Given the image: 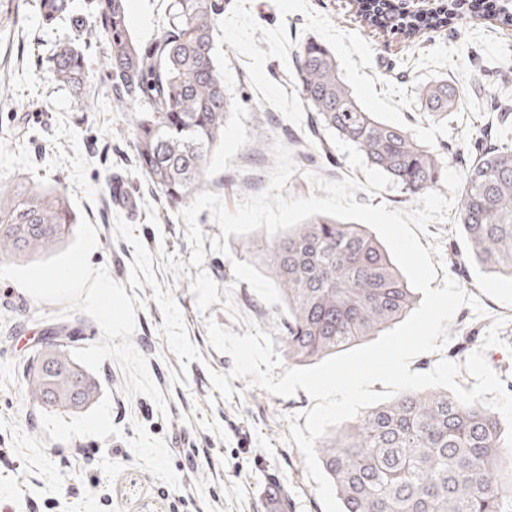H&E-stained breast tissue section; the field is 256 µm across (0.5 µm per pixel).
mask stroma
Wrapping results in <instances>:
<instances>
[{"label":"stroma","instance_id":"obj_1","mask_svg":"<svg viewBox=\"0 0 512 512\" xmlns=\"http://www.w3.org/2000/svg\"><path fill=\"white\" fill-rule=\"evenodd\" d=\"M167 0H129L133 35L146 43L166 22ZM70 20L42 27L33 0H0V180L64 191L78 218L98 232L89 261L106 268L127 295L144 303L136 312V348L149 360L167 413L149 398H127L119 364L104 360L95 378L99 395L77 413L32 404L24 376L34 350L58 325L56 304H36L16 283L0 280V512H268L271 486L285 493L291 512H323L315 481L291 438L287 416L312 408L304 390L291 397L232 380V398H222L211 372L232 367L229 355L210 343L207 322L236 334L248 324L269 332L282 351L281 305L265 303L247 282L234 278L233 260L266 271L265 230L229 236V254L207 252L203 267L190 265L187 225L166 209L147 178L136 171L128 130L131 115L112 109L100 89L95 109L52 76L47 58L72 33ZM316 39L336 57L341 75L360 104L381 121L411 130L415 138L447 151V165L463 170L467 146L494 113L485 93L512 103V82L499 83L496 67L512 54V30L483 24L459 26L413 46L363 26L349 0H224L217 34L224 86L236 108L224 125V141L207 168L212 192L228 210L263 190L272 168L271 141L254 137L268 125L291 152L306 146L308 114L291 84L296 53ZM483 77L481 87L470 82ZM445 79L463 88L460 105L447 118L423 112L420 90ZM121 177L138 203L128 216L112 201L111 183ZM153 227L144 237L141 225ZM429 246L441 236L444 277L479 297L488 316L462 307L440 353L415 357L411 370H431L438 358L464 363L484 349L489 367L512 384V280L469 266L459 274L451 252H464L455 211L427 226ZM206 272L219 287H233L243 321L223 304L196 305L191 283ZM506 317L503 346L484 348L493 317Z\"/></svg>","mask_w":512,"mask_h":512}]
</instances>
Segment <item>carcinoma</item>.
<instances>
[{"mask_svg":"<svg viewBox=\"0 0 512 512\" xmlns=\"http://www.w3.org/2000/svg\"><path fill=\"white\" fill-rule=\"evenodd\" d=\"M353 7L368 27L409 43L459 20L512 28V0H490L482 12L470 0H439L424 16L403 15L397 0H353ZM35 8L44 27L72 19L78 39L54 47L50 71L84 103L95 97L92 81L99 74L112 106L132 113L137 168L164 205L180 209L207 190L210 153L224 139V123L236 106L217 61L223 0H168L167 23L147 43L133 36L127 0H86L80 17L73 0H36ZM91 37L101 44L97 71L81 45ZM294 84L312 134L333 132L356 145L414 199L439 187L444 149L362 108L322 44L309 40L300 47ZM422 97L434 117L459 104L446 79L423 87ZM496 109L495 130L470 142L457 221L470 259L487 273L512 279V143L504 138L512 108L498 101ZM75 223L63 192L0 182V261L54 251ZM268 268L283 296L284 348L297 364L382 335L418 299L364 225L323 215L277 237ZM73 335L62 327L37 348V365L25 379L31 402L76 410L96 399L95 378L71 356ZM506 433L498 415L479 403L462 405L445 391H409L326 436L317 455L342 512H512Z\"/></svg>","mask_w":512,"mask_h":512,"instance_id":"carcinoma-1","label":"carcinoma"}]
</instances>
